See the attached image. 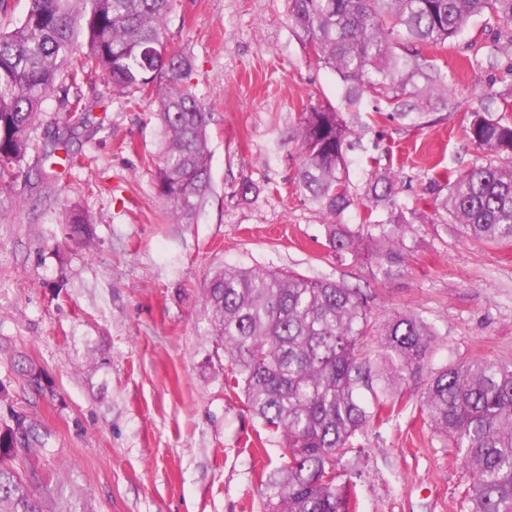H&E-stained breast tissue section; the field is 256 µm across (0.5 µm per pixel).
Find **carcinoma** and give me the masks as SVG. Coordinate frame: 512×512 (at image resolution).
Wrapping results in <instances>:
<instances>
[{"mask_svg":"<svg viewBox=\"0 0 512 512\" xmlns=\"http://www.w3.org/2000/svg\"><path fill=\"white\" fill-rule=\"evenodd\" d=\"M173 8L174 0H27L19 22L0 30V213L20 203L13 184L51 93L62 123L44 133L34 179H44L48 161L65 172L82 164L74 136L90 140L104 127L94 116L100 101L83 93L98 76L129 103H157L164 140L156 193L173 223H195L211 188L210 113L184 83L190 58L166 48ZM288 16L310 62L337 73L349 106L365 96L382 100L391 119L413 125L428 117L419 98L447 80L421 49L446 47L482 17L512 45V0H288ZM508 108L506 101L500 113H470L464 135L488 160L430 186L467 240L512 244ZM355 119L312 106L295 137L300 195L336 218L354 203L345 174ZM369 192L386 216L357 228L326 224V245L342 258L366 252L378 273L390 275L406 264L412 223L397 210L389 176ZM66 224L72 237L90 235L76 207ZM203 297L211 335L224 346L229 390L243 394L284 448L282 464L262 483L264 512H356L338 466L359 435L410 400L471 474L468 512H512V363L477 357L433 368L441 337L422 316L398 314L376 327L362 291L294 272L226 267L205 283ZM40 447L25 416L0 417V512H88L61 496L47 506L51 491L31 463Z\"/></svg>","mask_w":512,"mask_h":512,"instance_id":"1","label":"carcinoma"}]
</instances>
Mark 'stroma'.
Masks as SVG:
<instances>
[{"mask_svg":"<svg viewBox=\"0 0 512 512\" xmlns=\"http://www.w3.org/2000/svg\"><path fill=\"white\" fill-rule=\"evenodd\" d=\"M167 37L191 58L188 83L211 114L207 204L196 223L170 222L154 190L153 105L129 107L94 78L84 92L105 96L107 122L83 145L85 164L37 188L18 180L23 203L0 213V385L40 436L48 488L89 512H260L261 476L282 450L224 385L205 281L227 265L327 278L369 295L376 321L431 322L444 338L433 367L512 362V245L462 239L427 192L481 161L462 119L512 100V52L477 18L426 52L447 76L429 98L430 124L361 102L346 173L355 204L340 220L362 224L368 183L394 177L414 231L405 269L385 278L365 259L336 257L324 240L330 216L298 194L301 114L342 107L344 89L305 59L287 0H176ZM244 182L254 188L245 198ZM74 204L89 239H70L61 222ZM357 444L358 512H467L468 473L413 407Z\"/></svg>","mask_w":512,"mask_h":512,"instance_id":"obj_1","label":"stroma"}]
</instances>
